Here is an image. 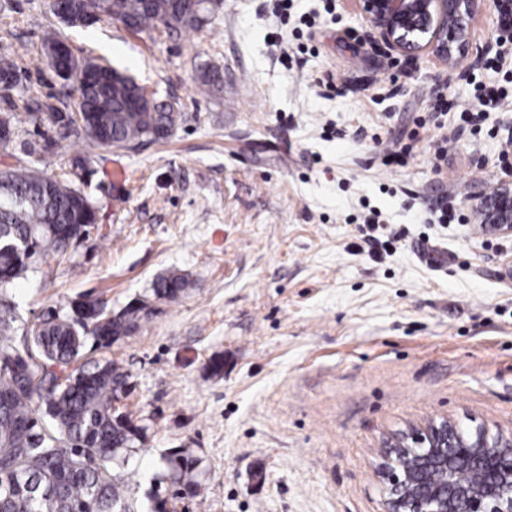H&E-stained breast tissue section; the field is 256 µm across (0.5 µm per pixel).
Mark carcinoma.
Returning <instances> with one entry per match:
<instances>
[{
    "label": "carcinoma",
    "instance_id": "1",
    "mask_svg": "<svg viewBox=\"0 0 512 512\" xmlns=\"http://www.w3.org/2000/svg\"><path fill=\"white\" fill-rule=\"evenodd\" d=\"M76 12L95 10L138 31L197 27L191 0H70ZM98 77L65 84L76 93L75 116L84 136L102 148H126L170 135L179 115L168 104L140 103L144 88L108 65L83 60ZM93 213L80 191L21 164L0 170V512H164L144 510L131 491L125 470L145 429L115 406L126 394L129 374L112 359H87L92 340L109 349L135 333L148 318L129 303L115 316L108 305L82 298L86 320L49 312L24 348L15 344V305L6 290L41 256L63 253L74 232H90ZM182 275L169 273L153 284L158 300L175 301L187 288ZM171 484L195 496L194 462L177 453ZM24 472L35 480L26 493L15 490Z\"/></svg>",
    "mask_w": 512,
    "mask_h": 512
}]
</instances>
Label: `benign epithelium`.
Here are the masks:
<instances>
[{
    "instance_id": "obj_1",
    "label": "benign epithelium",
    "mask_w": 512,
    "mask_h": 512,
    "mask_svg": "<svg viewBox=\"0 0 512 512\" xmlns=\"http://www.w3.org/2000/svg\"><path fill=\"white\" fill-rule=\"evenodd\" d=\"M493 2L497 15L512 12V0H359L371 43L392 58L430 55L450 70L473 55V21ZM65 24L100 20L69 14L67 0H51ZM51 67L62 78L83 71L69 42L53 48ZM475 223L496 235L512 234V179H503L477 199ZM377 473L384 487L382 512H512V431L481 423L464 429L430 418L383 440Z\"/></svg>"
}]
</instances>
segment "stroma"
I'll return each instance as SVG.
<instances>
[{"instance_id":"obj_1","label":"stroma","mask_w":512,"mask_h":512,"mask_svg":"<svg viewBox=\"0 0 512 512\" xmlns=\"http://www.w3.org/2000/svg\"><path fill=\"white\" fill-rule=\"evenodd\" d=\"M51 26L156 102L178 101L172 135L105 149L63 132L47 113L74 102L43 58ZM497 27L485 7V58L459 74L361 43L354 0H293L284 22L273 0H224L201 29L142 33L0 0V57L17 66L0 92L13 124L0 164L65 180L89 157L74 186L99 225L14 280L19 330L83 296L117 312L161 274L189 280L133 335L85 349L130 374L119 407L146 428L128 466L139 494L158 488L167 512H381L389 435L440 415L512 429V236L471 217L512 163V57L486 63ZM284 41L303 47L288 62ZM212 69L223 81L208 87ZM482 85L506 99L474 134L459 108ZM407 146L405 164L385 165ZM443 196L464 221L438 223ZM372 209L402 234L393 254L374 257L358 231ZM181 448L199 496H172L167 457Z\"/></svg>"}]
</instances>
